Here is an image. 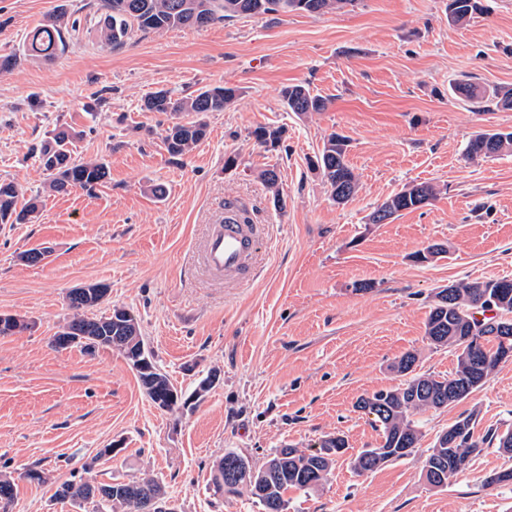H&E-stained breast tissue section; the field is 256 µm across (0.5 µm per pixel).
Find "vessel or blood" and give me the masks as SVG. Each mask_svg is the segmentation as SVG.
Wrapping results in <instances>:
<instances>
[{"instance_id": "b4317fda", "label": "vessel or blood", "mask_w": 512, "mask_h": 512, "mask_svg": "<svg viewBox=\"0 0 512 512\" xmlns=\"http://www.w3.org/2000/svg\"><path fill=\"white\" fill-rule=\"evenodd\" d=\"M262 236L261 225L242 223L236 201H225L223 216L209 227L201 245L205 268L217 278L245 279L253 271Z\"/></svg>"}]
</instances>
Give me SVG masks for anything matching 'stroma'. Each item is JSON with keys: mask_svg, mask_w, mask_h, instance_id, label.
Instances as JSON below:
<instances>
[{"mask_svg": "<svg viewBox=\"0 0 512 512\" xmlns=\"http://www.w3.org/2000/svg\"><path fill=\"white\" fill-rule=\"evenodd\" d=\"M461 24L448 0H356L323 14L235 17L201 29L134 33L104 47L100 0H0V54L21 60L0 74V180L20 185L38 211L27 224H0V314L30 322L0 336V474L13 478L11 512H95L59 500L85 458L118 446L92 472L98 484L157 479L179 512H259L248 490L215 494L212 469L233 450L261 465L275 449L310 453L336 433L349 443L327 479L288 491V512H512V488L485 476L512 467L496 443L467 469L433 487L423 461L438 435L475 415L477 435L512 429V361L465 399L415 414L424 437L410 456L374 472L350 461L380 431L359 397L404 383L392 365L416 353L417 373L446 376L458 351L432 345L425 324L435 293L452 284L512 278V153L468 161L462 150L486 129L512 131V110L493 89L512 88V0ZM64 11L66 47L53 61L23 57L27 35ZM476 84L483 99L457 93ZM237 87V99L207 116L206 138L189 154L162 142L190 114L142 109L151 92L184 97ZM303 84L327 101L297 115L281 97ZM81 131L75 155L107 164L105 183L58 194L31 152L46 130ZM259 127L284 131L260 146ZM348 137L359 180L339 205L311 161L331 133ZM235 157L225 168L227 157ZM275 169L284 209L261 177ZM428 182L427 206L388 224L370 213L404 186ZM166 188L155 198L151 185ZM233 197L265 225L252 278L224 284L200 267L209 224ZM444 256L419 263L432 243ZM41 248L36 265L22 252ZM109 286L107 306L137 315L147 349L172 384L198 401L173 413L146 396L118 351L58 349L69 289ZM45 479L26 478L28 470Z\"/></svg>", "mask_w": 512, "mask_h": 512, "instance_id": "stroma-1", "label": "stroma"}]
</instances>
